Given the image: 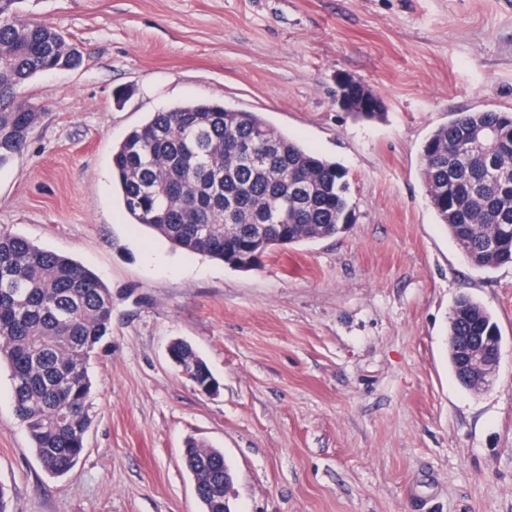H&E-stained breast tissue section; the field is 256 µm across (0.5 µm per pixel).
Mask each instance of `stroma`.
<instances>
[{"instance_id": "obj_1", "label": "stroma", "mask_w": 512, "mask_h": 512, "mask_svg": "<svg viewBox=\"0 0 512 512\" xmlns=\"http://www.w3.org/2000/svg\"><path fill=\"white\" fill-rule=\"evenodd\" d=\"M81 53L0 167V231L94 271L112 334L91 358L73 470H42L0 364L10 512H202L185 441L221 449L234 512H512V264L472 268L434 211L421 146L454 113L512 111V0H24ZM350 78L385 115L335 92ZM219 101L347 172L355 222L238 271L129 224L112 148L151 113ZM496 321L490 387L455 377L460 295ZM191 344L219 382L172 364ZM170 349L173 363L183 375L194 383L197 389L211 393L219 388L206 363L196 355L188 344L174 342L170 345Z\"/></svg>"}]
</instances>
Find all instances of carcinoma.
I'll return each mask as SVG.
<instances>
[{
    "mask_svg": "<svg viewBox=\"0 0 512 512\" xmlns=\"http://www.w3.org/2000/svg\"><path fill=\"white\" fill-rule=\"evenodd\" d=\"M0 0V167L21 154L41 112L22 89L35 77L79 63L52 24L19 15ZM431 204L478 270L512 262V113L459 112L434 129L421 151ZM113 178L131 224L190 253L256 269L269 251L340 233L354 217L346 171L276 130L259 113L217 102L154 112L112 147ZM266 226L265 237L255 230ZM477 323L451 313L448 335L498 329L467 295ZM112 327V291L91 270L27 239L0 232V360L42 469L60 476L84 451L91 426L88 362ZM173 363L197 389L219 385L186 343ZM185 463L205 512L224 503V453L196 440Z\"/></svg>",
    "mask_w": 512,
    "mask_h": 512,
    "instance_id": "obj_1",
    "label": "carcinoma"
}]
</instances>
